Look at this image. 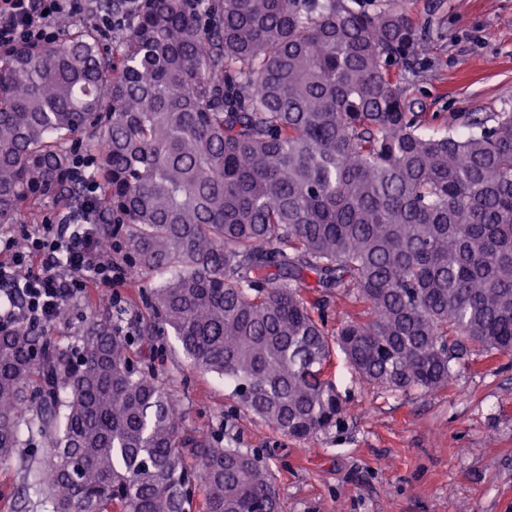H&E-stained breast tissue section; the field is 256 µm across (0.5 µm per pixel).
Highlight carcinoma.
I'll return each mask as SVG.
<instances>
[{
	"label": "carcinoma",
	"mask_w": 512,
	"mask_h": 512,
	"mask_svg": "<svg viewBox=\"0 0 512 512\" xmlns=\"http://www.w3.org/2000/svg\"><path fill=\"white\" fill-rule=\"evenodd\" d=\"M0 53V227L80 196L148 279L140 312L69 346L0 331V461L48 512H280L263 456L179 424L152 361L171 333L236 412L307 440L362 381L437 392L471 349L512 352V112L444 124L409 93L423 42L398 0H99ZM314 282H309V279ZM351 307L329 335L325 298Z\"/></svg>",
	"instance_id": "cac0c4a2"
}]
</instances>
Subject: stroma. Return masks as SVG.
Returning <instances> with one entry per match:
<instances>
[{"instance_id":"35a3bbf8","label":"stroma","mask_w":512,"mask_h":512,"mask_svg":"<svg viewBox=\"0 0 512 512\" xmlns=\"http://www.w3.org/2000/svg\"><path fill=\"white\" fill-rule=\"evenodd\" d=\"M427 40L412 89L427 111L512 112V0H404ZM86 297L45 330L77 344ZM186 427L269 454L282 512H512V353L479 358L435 394L393 395L337 360L343 427L296 441L231 415V386L193 369L175 336L155 357ZM0 512H46L19 459L0 463Z\"/></svg>"}]
</instances>
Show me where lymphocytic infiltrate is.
<instances>
[{"label": "lymphocytic infiltrate", "mask_w": 512, "mask_h": 512, "mask_svg": "<svg viewBox=\"0 0 512 512\" xmlns=\"http://www.w3.org/2000/svg\"><path fill=\"white\" fill-rule=\"evenodd\" d=\"M80 4L81 0H0V50L57 40L53 18ZM72 175L82 189L78 206L26 233L24 242L12 236L0 239V293L10 302L8 310H0V329L50 322L88 286L109 288L131 274L129 267L103 255L104 238L91 220L97 181L80 161L74 162ZM33 259L41 264L36 274L27 271Z\"/></svg>", "instance_id": "lymphocytic-infiltrate-1"}]
</instances>
